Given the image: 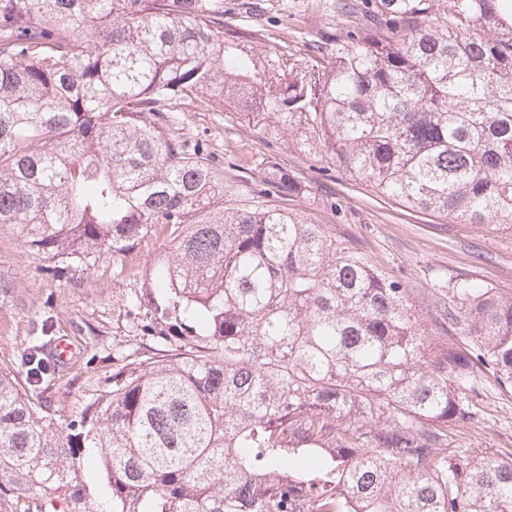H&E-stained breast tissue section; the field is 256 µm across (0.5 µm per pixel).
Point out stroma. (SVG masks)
<instances>
[{
	"label": "stroma",
	"instance_id": "35a3bbf8",
	"mask_svg": "<svg viewBox=\"0 0 512 512\" xmlns=\"http://www.w3.org/2000/svg\"><path fill=\"white\" fill-rule=\"evenodd\" d=\"M224 14L255 30L259 48L268 51L310 54L319 30L344 27L336 0H224ZM181 125L223 156L225 204L240 203L243 192L261 180L257 160H275L306 187L276 198V205L327 225L337 239L401 280L422 318H430L437 290L458 281L512 289L511 230L452 224L410 209L364 180L326 169L324 160L267 133L232 104L182 113ZM168 246L155 227L132 250L93 253L69 262L63 276L55 277L45 272L43 254L23 246L16 225L0 226V275L15 284L14 294L0 298V363L20 365L27 349L41 340H71L76 351L47 394L59 424L74 419L83 402L99 392L116 357L135 349V326L149 323L151 310L129 301L141 294L154 260ZM469 400L474 418L449 435L451 451L461 460L512 457V392L489 378Z\"/></svg>",
	"mask_w": 512,
	"mask_h": 512
}]
</instances>
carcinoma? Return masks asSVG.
<instances>
[{
	"label": "carcinoma",
	"instance_id": "cac0c4a2",
	"mask_svg": "<svg viewBox=\"0 0 512 512\" xmlns=\"http://www.w3.org/2000/svg\"><path fill=\"white\" fill-rule=\"evenodd\" d=\"M298 58L257 48L224 0H0V225L64 262L171 251L147 350L66 426L35 345L0 367V512H512V459L462 462L466 390L512 389V292L408 288L324 224L224 206V168L171 112L230 101L411 209L512 230L508 0H362Z\"/></svg>",
	"mask_w": 512,
	"mask_h": 512
}]
</instances>
